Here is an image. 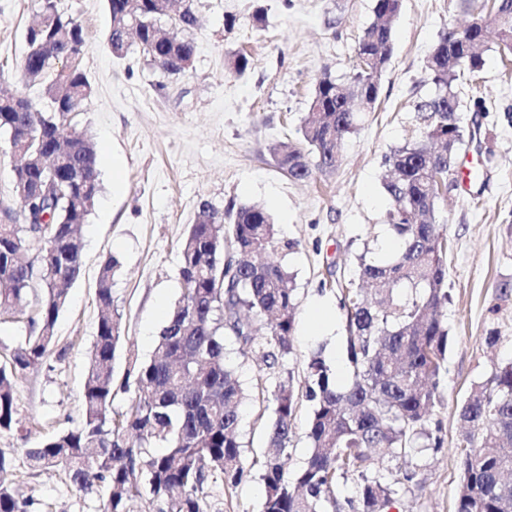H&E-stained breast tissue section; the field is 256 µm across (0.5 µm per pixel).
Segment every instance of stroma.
<instances>
[{
  "label": "stroma",
  "instance_id": "35a3bbf8",
  "mask_svg": "<svg viewBox=\"0 0 512 512\" xmlns=\"http://www.w3.org/2000/svg\"><path fill=\"white\" fill-rule=\"evenodd\" d=\"M481 3L402 0L376 109L362 114L335 169L296 181L278 168L273 148L299 138L319 77L349 80L358 40L374 19V0H193L199 24L188 36L196 54L192 67L179 74L161 71L135 49L112 54L106 0H57L88 43L83 69L92 95L76 122L96 145L99 193L81 229L83 266L56 323L66 356L18 379V428L0 434V451L12 461L26 512H102L108 488L83 493L63 472L32 469L25 450L82 422V382L97 332L95 281L109 255L120 262L113 297L125 325L114 360L112 412L125 410L132 397L123 387L129 358L152 356L179 298V248L201 202L219 212L231 205L268 211L280 239L292 244L274 258L287 265L299 301L294 352L285 369L296 389H304L310 356L318 352L338 382L346 383L347 321L339 287L357 279L361 254L387 257L385 158L418 136L412 105L433 92L425 62L441 33L463 28ZM35 15V0H0V90L24 92L40 104L41 86L21 80L24 35ZM241 53L249 65L239 74L233 63ZM483 59L477 75L457 86L464 141L456 160L473 158L481 176L467 188L451 172L439 203L450 302L434 418L444 446L409 456L418 467L417 483L400 492L390 512H453L461 481L460 408L494 365L512 360V295L501 297L498 290L512 281V64L504 65L493 37ZM15 163L0 133V224L20 217ZM317 304L332 309L334 335L310 329L307 313ZM490 328L500 336L492 348L484 342ZM229 358L248 393L241 415L243 459L249 463L267 449L273 407L261 391L271 372L238 349ZM263 496L255 475L229 492L213 485L208 512H259Z\"/></svg>",
  "mask_w": 512,
  "mask_h": 512
}]
</instances>
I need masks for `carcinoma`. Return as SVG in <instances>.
<instances>
[{"label": "carcinoma", "mask_w": 512, "mask_h": 512, "mask_svg": "<svg viewBox=\"0 0 512 512\" xmlns=\"http://www.w3.org/2000/svg\"><path fill=\"white\" fill-rule=\"evenodd\" d=\"M161 0H107L108 45L123 49L120 26H130L140 51L168 74L185 71L195 43L184 32L198 17L192 0H174L176 18L160 13ZM401 0H374V21L356 47L357 65L348 82L321 77L309 114L295 142H282L274 154L279 169L293 180L336 166L345 139L357 127L358 112L374 108L393 51V22ZM54 0H37L38 20L26 41L43 46L25 57L23 77L44 85L47 108L19 93L0 96V132L24 154L14 168L15 182L33 187L50 183L52 198L16 191L22 222L0 224V317L25 308L34 269H40L44 295L39 313L27 322L26 336L0 365V433L17 428L15 387L27 370L49 357L61 360L55 325L68 298L73 272L82 267L77 236L87 223L99 190L94 143L71 129L91 97L82 69L87 50L83 30L56 11ZM496 28L502 51L512 54V0H496L494 17L479 12L460 41L453 30L439 39L426 60L433 94L415 105L420 136L387 158L383 188L390 200L385 225L401 241L396 256L360 257L359 280L372 287H341L346 312L348 384L320 355L312 357L305 393L292 377H276L266 389L274 405L268 427L272 451L258 462L264 497L260 512H383L417 471L384 468L374 460L405 458L421 447H443L433 421L439 381L448 348V239L430 180L448 182L462 143L457 116L458 81L481 69L485 31ZM71 62L60 71L56 50ZM236 258L224 260V241ZM33 246L35 261L22 251ZM289 248L261 206L228 207L219 214L207 202L198 222L181 242V292L158 337L154 356L131 359L135 395L119 419L109 412L113 399V360L123 332L112 282L120 267L109 255L96 282L98 324L83 389L81 425L26 449L35 469H59L81 492L106 485L105 512H127V501L146 497L148 512H206L205 488L220 483L235 489L251 475L242 460L240 406L245 399L226 348L258 352L272 370L293 353L298 296L288 268L264 256ZM314 402L305 466H288L294 419L301 398ZM466 431L460 444L461 483L454 512H512V361L494 368L474 386L461 408ZM353 492L345 494L347 482ZM0 512H25L17 497L10 459L0 451Z\"/></svg>", "instance_id": "cac0c4a2"}]
</instances>
